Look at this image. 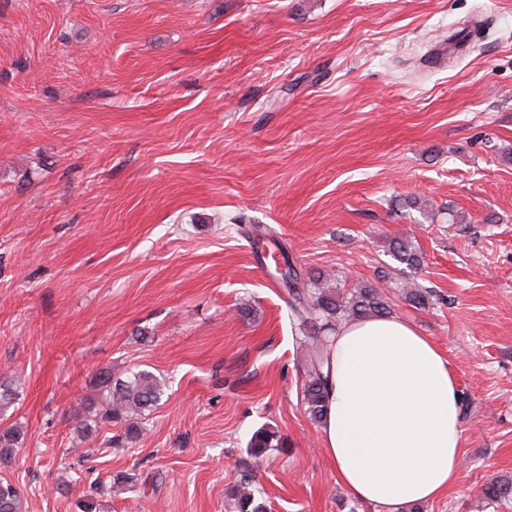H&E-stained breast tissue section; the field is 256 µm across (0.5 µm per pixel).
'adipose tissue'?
Returning <instances> with one entry per match:
<instances>
[{
    "label": "adipose tissue",
    "instance_id": "obj_1",
    "mask_svg": "<svg viewBox=\"0 0 512 512\" xmlns=\"http://www.w3.org/2000/svg\"><path fill=\"white\" fill-rule=\"evenodd\" d=\"M321 446L356 500L395 512L453 489L462 468L458 384L444 352L397 316L331 336Z\"/></svg>",
    "mask_w": 512,
    "mask_h": 512
}]
</instances>
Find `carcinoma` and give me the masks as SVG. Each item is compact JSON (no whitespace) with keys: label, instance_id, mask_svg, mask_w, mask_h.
Here are the masks:
<instances>
[{"label":"carcinoma","instance_id":"cac0c4a2","mask_svg":"<svg viewBox=\"0 0 512 512\" xmlns=\"http://www.w3.org/2000/svg\"><path fill=\"white\" fill-rule=\"evenodd\" d=\"M390 253L404 269L417 272L424 264L421 250L409 241L392 244ZM282 286L290 297L289 306L295 330L301 337L306 352L305 378L302 382L303 403L306 414L313 422L322 421L329 387V337L344 322L368 317H382L391 313L387 296L379 286L367 281L355 284L345 292L332 285V279L321 274L304 278L302 271L288 265L281 275ZM392 287L402 290L414 307L430 303L431 293L424 288H406L397 282ZM22 384L19 380L0 378V415L18 400ZM167 389L166 380L146 369L127 373L123 379H112L104 371L99 378V396L92 400L86 415L79 422L83 432L106 424L124 426L118 441L131 444L140 437L139 419L160 404ZM24 441V432L18 427H0V469L9 465L14 449ZM283 445L278 432L260 427L253 432L248 444L250 462L247 470L229 491L234 512H266L259 500L252 474L253 467L260 465L273 448ZM482 495L499 503L512 498V477L496 476L481 486ZM102 490L90 485V490L77 501L78 512H101L102 504L97 496ZM0 512H21V493L10 478L0 476Z\"/></svg>","mask_w":512,"mask_h":512}]
</instances>
